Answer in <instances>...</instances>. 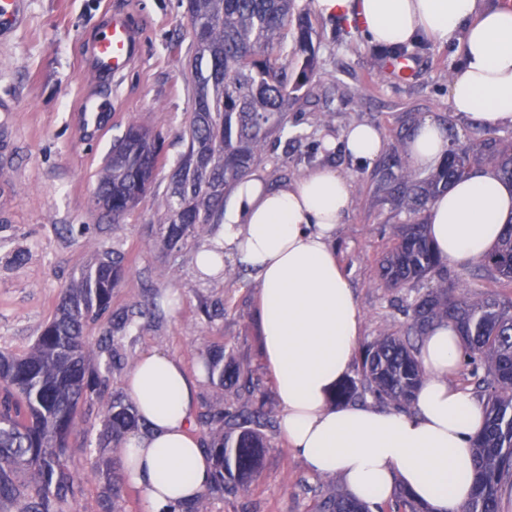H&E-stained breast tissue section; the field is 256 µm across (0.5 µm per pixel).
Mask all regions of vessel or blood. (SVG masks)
<instances>
[{"label":"vessel or blood","mask_w":512,"mask_h":512,"mask_svg":"<svg viewBox=\"0 0 512 512\" xmlns=\"http://www.w3.org/2000/svg\"><path fill=\"white\" fill-rule=\"evenodd\" d=\"M24 0H0V28L18 25L24 17ZM142 51L141 33L131 24L123 10L105 11L97 31L87 41L84 66L96 84L111 83L123 76L139 59ZM112 104L101 96H87L82 105L86 129L100 126L104 112Z\"/></svg>","instance_id":"obj_1"}]
</instances>
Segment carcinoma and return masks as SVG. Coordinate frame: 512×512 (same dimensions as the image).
<instances>
[{
	"mask_svg": "<svg viewBox=\"0 0 512 512\" xmlns=\"http://www.w3.org/2000/svg\"><path fill=\"white\" fill-rule=\"evenodd\" d=\"M191 31L189 89L194 104L183 131L184 151L164 194L165 213L154 238L175 263L199 243L209 226L220 224L224 195L247 178L263 159L267 141L287 125L288 109L315 75L317 55L297 0H187ZM404 49L381 58L378 74L394 71ZM461 165L481 159L512 183V142L485 133L479 144L456 143ZM158 133L131 124L112 146L98 178L94 203L112 223L154 186L163 163ZM468 176L443 163L423 179L393 153L384 162L382 191L415 213L427 210L440 192ZM382 260L390 287L407 288L427 278L448 280V262L427 236V224H407ZM479 278L512 288V219L498 245L481 260ZM124 273L123 257L102 250L63 290L56 313L28 351L0 350V512H65L76 493L78 475L67 464L68 438L79 405L104 399L117 355L112 337L137 318L152 314L136 306L112 319L110 330L91 351L86 327L109 312ZM404 334L382 332L359 351L360 378L341 382L334 403L347 404L363 392L393 409H410L425 378L416 340L438 321L453 324L462 336L464 360L474 390L485 396V426L475 447V491L461 512H505L503 489L512 487V299L474 293L457 297L448 287L429 289L407 302ZM207 375L219 382L239 381V369L221 355L207 360ZM258 416L237 409L200 416V426L218 420L224 429L202 443L213 460L211 480L184 512H202V503L224 494V487L247 490L264 454ZM135 406L110 398L96 446L88 461L98 477L101 512H120L121 485L109 447L122 445L138 427ZM390 512H428L400 491ZM322 512H369L342 491L322 503Z\"/></svg>",
	"mask_w": 512,
	"mask_h": 512,
	"instance_id": "carcinoma-1",
	"label": "carcinoma"
}]
</instances>
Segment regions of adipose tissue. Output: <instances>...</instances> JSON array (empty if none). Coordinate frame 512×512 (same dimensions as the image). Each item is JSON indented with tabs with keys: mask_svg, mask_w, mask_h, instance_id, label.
Masks as SVG:
<instances>
[{
	"mask_svg": "<svg viewBox=\"0 0 512 512\" xmlns=\"http://www.w3.org/2000/svg\"><path fill=\"white\" fill-rule=\"evenodd\" d=\"M316 7L327 17H360L375 47L458 44L452 108L485 128L512 126V8H483L479 0H316ZM447 154L440 127L419 124L407 145L410 166L432 170ZM351 201L349 179L330 168L274 189L251 175L236 186L223 229L197 252V266L212 274L233 256L260 280L263 355L282 408L280 431L311 473L338 475L372 508L400 489L430 512H459L473 491V444L485 407L448 382L462 350L451 325L436 324L423 338L426 376L411 411L331 401L351 369L362 325L332 248ZM511 218L512 186L486 167L435 198L428 234L442 259L463 267L491 250ZM124 387L147 426L124 441L125 469L145 512H178L212 473L192 427L196 383L176 357L154 350L140 357Z\"/></svg>",
	"mask_w": 512,
	"mask_h": 512,
	"instance_id": "adipose-tissue-1",
	"label": "adipose tissue"
}]
</instances>
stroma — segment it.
<instances>
[{"label":"stroma","mask_w":512,"mask_h":512,"mask_svg":"<svg viewBox=\"0 0 512 512\" xmlns=\"http://www.w3.org/2000/svg\"><path fill=\"white\" fill-rule=\"evenodd\" d=\"M106 6L124 10L140 25L143 45L138 64L112 83L103 129L89 132L81 104L98 87L82 64L84 37ZM306 17L320 69L307 97L289 111L286 133L269 141L258 169L273 187L320 166L349 178L352 205L333 248L362 313L360 339L383 331L400 335L403 292L386 287L380 261L394 242V228L410 216L379 194L377 161L351 159L342 135L351 124L368 123L380 131L385 151L402 152L400 131L430 118L453 127L460 139L479 141L481 130L455 115L448 100L459 50L419 41L408 48L410 79L381 78L380 51L353 22L324 17L313 7ZM190 42L186 0H28L25 24L0 34V349L25 353L95 249L121 252L125 274L112 297L113 314L146 303L155 316L113 337L121 364L112 371V393L124 395L135 362L158 350L196 378L198 413L247 401L262 407L271 423L261 429L267 448L257 477L248 491L207 499L206 512H316L343 484L333 475L310 474L280 435L256 276L233 258L226 259L223 274L211 277L199 273L190 254L169 265L153 240L151 225L163 216L168 175L184 150L181 133L193 110L186 88ZM134 121L162 134L164 161L155 192L115 224L94 206L96 179L113 141ZM217 352L258 382L250 400L202 374L204 361ZM103 411L99 403L78 410L68 464L81 490L69 512H99L98 479L84 448L96 441Z\"/></svg>","instance_id":"1"}]
</instances>
